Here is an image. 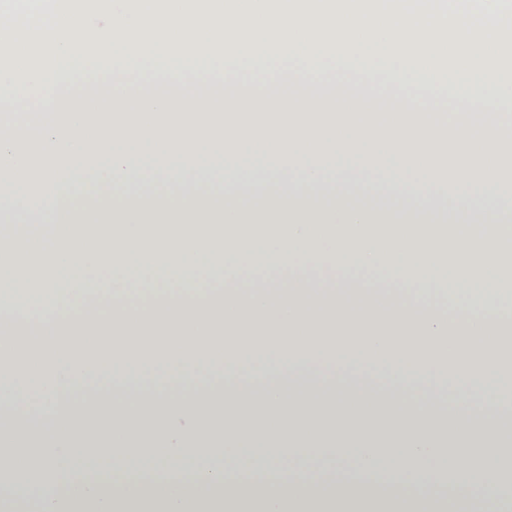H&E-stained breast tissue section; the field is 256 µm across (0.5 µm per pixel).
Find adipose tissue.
I'll return each instance as SVG.
<instances>
[{
	"label": "adipose tissue",
	"instance_id": "adipose-tissue-1",
	"mask_svg": "<svg viewBox=\"0 0 512 512\" xmlns=\"http://www.w3.org/2000/svg\"><path fill=\"white\" fill-rule=\"evenodd\" d=\"M264 151L276 166L222 183L199 175L202 146L160 149L180 164L171 182L110 153L47 209L27 202L30 160L0 157V210L17 233L0 235V404L90 380L140 393L69 406L34 461L0 424V486L25 473L38 512H443L374 483L404 468L428 486L442 465L465 483L459 512L499 489L494 461L512 449L491 422L275 386L143 396L157 375L268 367L374 369L469 396L512 385L496 361L512 335V190H494L485 158L366 146L363 166L392 157L404 175L329 181L317 163L329 146ZM292 463L327 477L300 496L232 480ZM175 464V487L130 495L113 480Z\"/></svg>",
	"mask_w": 512,
	"mask_h": 512
}]
</instances>
